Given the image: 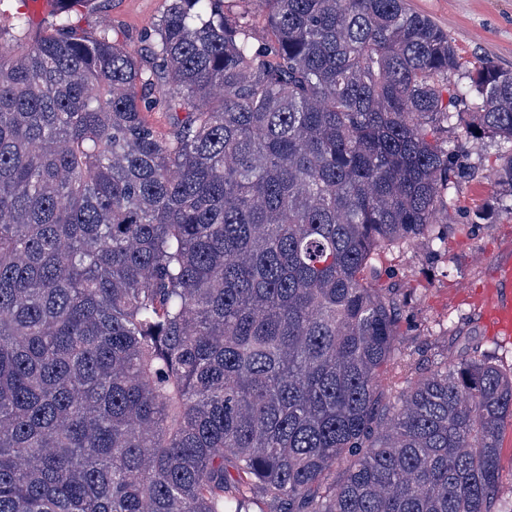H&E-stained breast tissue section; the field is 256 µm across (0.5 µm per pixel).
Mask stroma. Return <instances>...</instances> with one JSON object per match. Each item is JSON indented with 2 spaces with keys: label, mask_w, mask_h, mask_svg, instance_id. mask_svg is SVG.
<instances>
[{
  "label": "stroma",
  "mask_w": 512,
  "mask_h": 512,
  "mask_svg": "<svg viewBox=\"0 0 512 512\" xmlns=\"http://www.w3.org/2000/svg\"><path fill=\"white\" fill-rule=\"evenodd\" d=\"M449 35L462 67L448 78L468 85L471 71L489 61L512 69V0H409ZM167 0H88L77 15L87 30L109 28L135 54L163 14ZM463 140L461 161L476 175L451 192L450 218L443 248L423 240L412 248L383 256L382 280L395 284L404 301L398 359L434 369L463 360L492 356L512 367V343L491 336L477 296L491 282L498 262L512 259V198L496 181L499 158L512 144L488 135ZM483 220H476V213Z\"/></svg>",
  "instance_id": "obj_1"
}]
</instances>
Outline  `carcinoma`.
<instances>
[{
    "mask_svg": "<svg viewBox=\"0 0 512 512\" xmlns=\"http://www.w3.org/2000/svg\"><path fill=\"white\" fill-rule=\"evenodd\" d=\"M86 2L35 35L15 12L22 57L0 37V512H493L512 371L403 362L382 404L376 281L444 243L460 103L512 143V70L448 88L460 56L406 0H261V44L168 0L145 57L84 34Z\"/></svg>",
    "mask_w": 512,
    "mask_h": 512,
    "instance_id": "carcinoma-1",
    "label": "carcinoma"
}]
</instances>
